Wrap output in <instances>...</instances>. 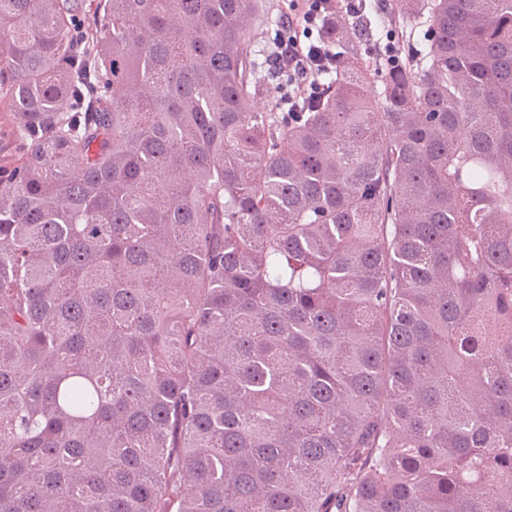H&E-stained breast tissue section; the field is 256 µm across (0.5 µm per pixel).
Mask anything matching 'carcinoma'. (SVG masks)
<instances>
[{
  "label": "carcinoma",
  "mask_w": 512,
  "mask_h": 512,
  "mask_svg": "<svg viewBox=\"0 0 512 512\" xmlns=\"http://www.w3.org/2000/svg\"><path fill=\"white\" fill-rule=\"evenodd\" d=\"M265 12L0 0V512H512V0L300 112ZM3 103L0 100V178L6 176L18 165V158L22 153V147L14 142L8 134L9 120Z\"/></svg>",
  "instance_id": "carcinoma-1"
}]
</instances>
